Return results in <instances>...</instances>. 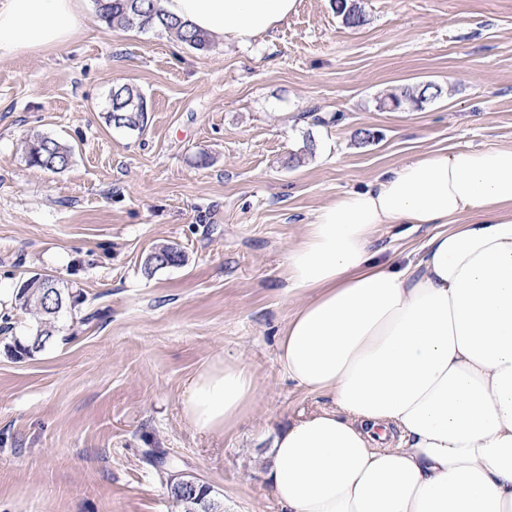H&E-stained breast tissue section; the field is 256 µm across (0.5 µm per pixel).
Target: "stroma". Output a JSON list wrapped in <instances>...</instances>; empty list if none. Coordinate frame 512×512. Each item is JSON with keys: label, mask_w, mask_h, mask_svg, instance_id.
I'll list each match as a JSON object with an SVG mask.
<instances>
[{"label": "stroma", "mask_w": 512, "mask_h": 512, "mask_svg": "<svg viewBox=\"0 0 512 512\" xmlns=\"http://www.w3.org/2000/svg\"><path fill=\"white\" fill-rule=\"evenodd\" d=\"M298 0L270 34L197 52L164 31L104 25L84 0L64 47L0 60V288L55 276L80 303L32 356L11 355L31 315L0 309V512H175L146 459L167 450L220 512H282L263 449L288 421L329 407L276 362L299 305L283 265L337 195L433 151L512 147V0ZM423 109L379 101L406 84ZM137 86L144 131L107 125L112 88ZM375 133L359 145L355 135ZM38 135L74 145L69 167L26 161ZM316 149L291 163L305 139ZM434 230L381 226L405 260ZM173 244L183 265L145 273ZM219 360L255 373V402L215 436L182 415L193 377ZM333 9L349 27H360L366 22L361 6L355 0H335ZM441 94L442 88L432 83L400 86L380 101V107H392L394 110L406 106L422 108L423 104L438 98Z\"/></svg>", "instance_id": "35a3bbf8"}]
</instances>
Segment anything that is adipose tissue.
<instances>
[{"label": "adipose tissue", "mask_w": 512, "mask_h": 512, "mask_svg": "<svg viewBox=\"0 0 512 512\" xmlns=\"http://www.w3.org/2000/svg\"><path fill=\"white\" fill-rule=\"evenodd\" d=\"M81 0H0V59L65 46ZM297 0H160L239 44ZM383 224H432L406 263ZM300 304L279 340L290 380L333 407L276 434L266 454L284 512H512V147L430 152L321 207L285 259ZM254 372L219 360L182 411L221 435L252 407Z\"/></svg>", "instance_id": "ef3b65f1"}]
</instances>
